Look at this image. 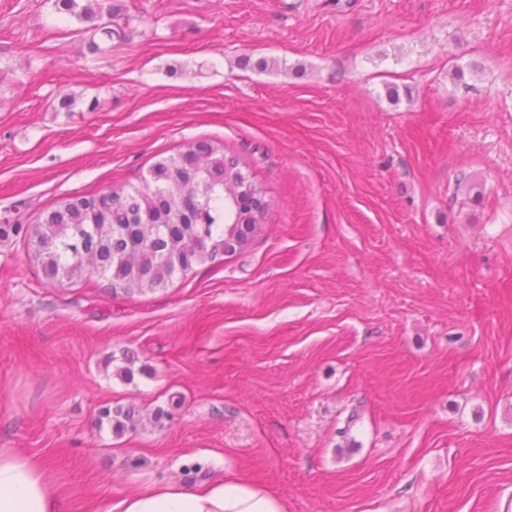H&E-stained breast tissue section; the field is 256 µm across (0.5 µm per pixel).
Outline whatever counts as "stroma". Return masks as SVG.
<instances>
[{
	"mask_svg": "<svg viewBox=\"0 0 512 512\" xmlns=\"http://www.w3.org/2000/svg\"><path fill=\"white\" fill-rule=\"evenodd\" d=\"M107 4L112 38L0 0V212L138 184L190 141L270 211L146 294L0 243V448L66 512L230 475L287 512H512V0ZM117 406L135 432L100 423Z\"/></svg>",
	"mask_w": 512,
	"mask_h": 512,
	"instance_id": "1",
	"label": "stroma"
}]
</instances>
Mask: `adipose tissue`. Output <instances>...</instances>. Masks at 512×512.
<instances>
[{
  "mask_svg": "<svg viewBox=\"0 0 512 512\" xmlns=\"http://www.w3.org/2000/svg\"><path fill=\"white\" fill-rule=\"evenodd\" d=\"M0 512H64L43 462L13 448H0ZM107 512H286L272 489L227 477L195 488L148 485L113 499Z\"/></svg>",
  "mask_w": 512,
  "mask_h": 512,
  "instance_id": "obj_1",
  "label": "adipose tissue"
}]
</instances>
